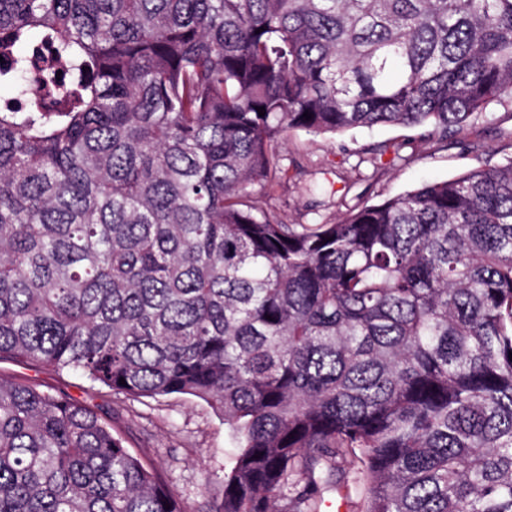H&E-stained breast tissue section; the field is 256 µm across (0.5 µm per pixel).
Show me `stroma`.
Segmentation results:
<instances>
[{
	"label": "stroma",
	"mask_w": 512,
	"mask_h": 512,
	"mask_svg": "<svg viewBox=\"0 0 512 512\" xmlns=\"http://www.w3.org/2000/svg\"><path fill=\"white\" fill-rule=\"evenodd\" d=\"M381 143L390 150L378 166L360 163L363 149ZM278 151L288 172L259 192V207L289 223L329 221L355 204L505 161L512 156V108L490 106L445 143L424 145L419 130L379 126L317 137L298 130ZM0 375L64 393L97 411L145 466L158 471L187 512H209L221 499L228 437L222 418L205 402L185 395L117 397L78 374L10 360L0 361Z\"/></svg>",
	"instance_id": "stroma-1"
}]
</instances>
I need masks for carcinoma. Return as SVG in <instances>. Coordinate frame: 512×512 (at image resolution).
<instances>
[{"mask_svg": "<svg viewBox=\"0 0 512 512\" xmlns=\"http://www.w3.org/2000/svg\"><path fill=\"white\" fill-rule=\"evenodd\" d=\"M0 56V360L206 402L215 512H320L355 465L365 512H512V157L332 222L253 200L293 130L512 104V0H0ZM0 512L185 509L0 377Z\"/></svg>", "mask_w": 512, "mask_h": 512, "instance_id": "obj_1", "label": "carcinoma"}]
</instances>
